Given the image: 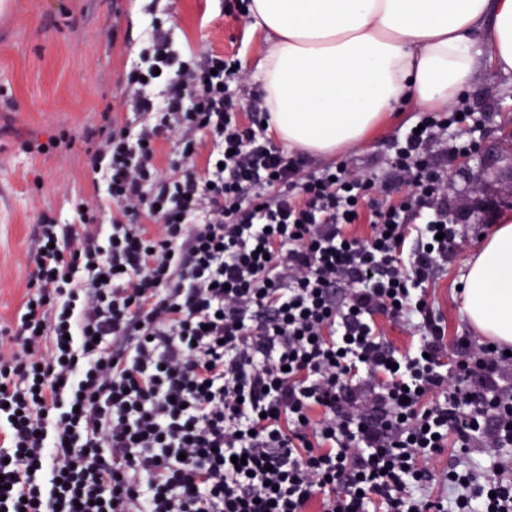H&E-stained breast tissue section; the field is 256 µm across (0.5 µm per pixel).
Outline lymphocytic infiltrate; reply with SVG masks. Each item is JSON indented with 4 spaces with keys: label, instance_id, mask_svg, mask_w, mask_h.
<instances>
[{
    "label": "lymphocytic infiltrate",
    "instance_id": "obj_1",
    "mask_svg": "<svg viewBox=\"0 0 512 512\" xmlns=\"http://www.w3.org/2000/svg\"><path fill=\"white\" fill-rule=\"evenodd\" d=\"M148 27L126 117L87 134L103 201L44 217L0 319V512H512V355L445 348L426 299L480 121L422 113L380 176L309 169L238 59ZM450 444L487 469L434 478Z\"/></svg>",
    "mask_w": 512,
    "mask_h": 512
}]
</instances>
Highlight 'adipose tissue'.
I'll return each instance as SVG.
<instances>
[{
  "label": "adipose tissue",
  "mask_w": 512,
  "mask_h": 512,
  "mask_svg": "<svg viewBox=\"0 0 512 512\" xmlns=\"http://www.w3.org/2000/svg\"><path fill=\"white\" fill-rule=\"evenodd\" d=\"M249 14L266 34L268 131L317 157L362 144L404 106L445 108L488 73L512 75V0H250ZM467 265L471 325L511 345V212Z\"/></svg>",
  "instance_id": "adipose-tissue-1"
}]
</instances>
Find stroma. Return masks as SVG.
<instances>
[{"instance_id":"obj_1","label":"stroma","mask_w":512,"mask_h":512,"mask_svg":"<svg viewBox=\"0 0 512 512\" xmlns=\"http://www.w3.org/2000/svg\"><path fill=\"white\" fill-rule=\"evenodd\" d=\"M225 0H0V318L16 316L26 293L43 215L58 223L78 221L76 204L92 197L85 152L86 130L103 125L104 115L122 119L125 74L136 61L151 15L168 18L177 49L239 58L249 70L251 90L258 73L251 63L265 36L251 31L246 15L227 13ZM463 100L479 113V141L512 122V79L488 74ZM417 119L403 108L375 128L349 155L365 167L384 159L388 141ZM67 135L70 148L30 152L28 142ZM486 192L468 198L463 227L452 257L437 272L428 302L444 316L446 338L470 335L458 288L466 260L496 222L486 211Z\"/></svg>"}]
</instances>
